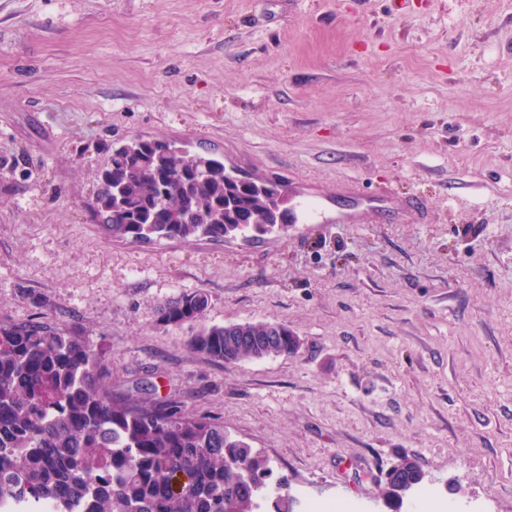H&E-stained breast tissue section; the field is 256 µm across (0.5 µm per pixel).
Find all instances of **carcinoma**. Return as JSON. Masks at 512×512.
<instances>
[{
    "label": "carcinoma",
    "instance_id": "carcinoma-1",
    "mask_svg": "<svg viewBox=\"0 0 512 512\" xmlns=\"http://www.w3.org/2000/svg\"><path fill=\"white\" fill-rule=\"evenodd\" d=\"M96 213L114 240L214 241L261 236L288 223L282 185L240 178L212 154L135 138L112 150L98 174ZM202 292L166 302L158 320L200 321ZM209 359L238 364L287 356L300 338L278 322L212 325L188 340ZM110 370L77 326L0 321V502L21 512H292L288 486L269 485V460L224 431L145 391L115 394ZM403 487H421L416 461L401 460Z\"/></svg>",
    "mask_w": 512,
    "mask_h": 512
}]
</instances>
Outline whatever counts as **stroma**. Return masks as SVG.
I'll return each mask as SVG.
<instances>
[{"label":"stroma","mask_w":512,"mask_h":512,"mask_svg":"<svg viewBox=\"0 0 512 512\" xmlns=\"http://www.w3.org/2000/svg\"><path fill=\"white\" fill-rule=\"evenodd\" d=\"M136 136L430 219L115 241L89 205ZM185 291L302 346L212 361L157 319ZM0 320L85 328L114 391L222 423L293 512H415L381 493L404 456L455 512H512V0H0Z\"/></svg>","instance_id":"35a3bbf8"}]
</instances>
